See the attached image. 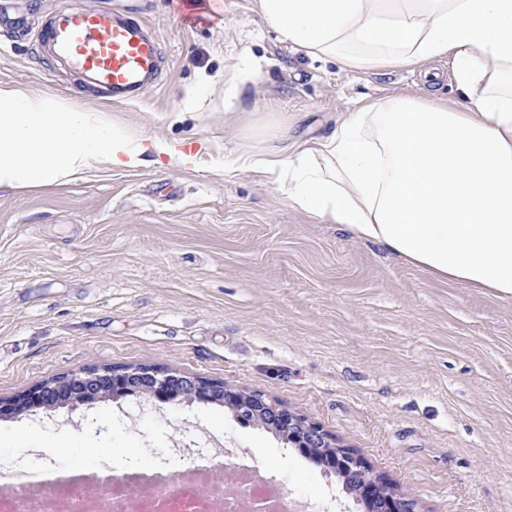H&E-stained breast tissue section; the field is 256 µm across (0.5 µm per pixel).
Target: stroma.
<instances>
[{"label":"stroma","instance_id":"obj_1","mask_svg":"<svg viewBox=\"0 0 512 512\" xmlns=\"http://www.w3.org/2000/svg\"><path fill=\"white\" fill-rule=\"evenodd\" d=\"M170 0H0V82L71 96L173 155L0 193V399L91 367L150 366L261 394L354 450L414 512H512V300L431 277L321 223L244 148L314 140L346 113L422 96L419 71H356L298 51L258 0L190 26ZM119 9L154 30L156 82L112 103L47 52L50 13ZM101 434L61 407L0 418L14 468L107 448L113 468L196 464L183 420L222 468L277 476L320 512H361L336 475L217 403L141 412L100 401ZM196 428L197 426L188 424L187 422H181V424L175 428L177 438L172 439L173 448H196L195 452L200 459L213 457L210 456V448L196 440Z\"/></svg>","mask_w":512,"mask_h":512}]
</instances>
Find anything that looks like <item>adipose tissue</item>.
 I'll use <instances>...</instances> for the list:
<instances>
[{
	"label": "adipose tissue",
	"mask_w": 512,
	"mask_h": 512,
	"mask_svg": "<svg viewBox=\"0 0 512 512\" xmlns=\"http://www.w3.org/2000/svg\"><path fill=\"white\" fill-rule=\"evenodd\" d=\"M306 55L372 71L451 58L465 100L393 96L314 143L244 152L324 223L454 283L512 299V0H259ZM67 96L0 83V191L171 153Z\"/></svg>",
	"instance_id": "obj_1"
}]
</instances>
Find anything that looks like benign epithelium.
I'll list each match as a JSON object with an SVG mask.
<instances>
[{
	"mask_svg": "<svg viewBox=\"0 0 512 512\" xmlns=\"http://www.w3.org/2000/svg\"><path fill=\"white\" fill-rule=\"evenodd\" d=\"M127 396L143 399L157 410L165 404L219 402L241 421L256 419L272 428L292 433L289 443L301 454L311 448H329L324 468L339 472L365 506L382 501L384 512H413L412 504L396 495H381L379 483L353 452L334 450L331 436L320 426L265 401L263 396L226 388L200 376L162 372L153 367L88 368L44 383L16 399H0V417L66 406L76 411L97 401H116ZM196 426L186 422L176 428L175 448H194L199 458L210 456V448L195 438Z\"/></svg>",
	"mask_w": 512,
	"mask_h": 512,
	"instance_id": "1",
	"label": "benign epithelium"
}]
</instances>
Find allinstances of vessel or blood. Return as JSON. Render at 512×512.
<instances>
[{"label": "vessel or blood", "instance_id": "1", "mask_svg": "<svg viewBox=\"0 0 512 512\" xmlns=\"http://www.w3.org/2000/svg\"><path fill=\"white\" fill-rule=\"evenodd\" d=\"M41 37L52 55L104 87L119 104L137 99L157 70L156 37L123 14L64 8Z\"/></svg>", "mask_w": 512, "mask_h": 512}]
</instances>
